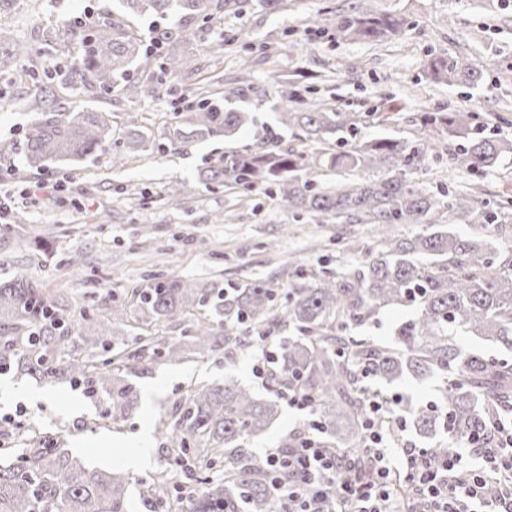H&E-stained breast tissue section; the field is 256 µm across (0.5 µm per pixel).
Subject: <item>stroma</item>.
<instances>
[{
  "label": "stroma",
  "mask_w": 512,
  "mask_h": 512,
  "mask_svg": "<svg viewBox=\"0 0 512 512\" xmlns=\"http://www.w3.org/2000/svg\"><path fill=\"white\" fill-rule=\"evenodd\" d=\"M354 0H285L280 11L265 13L255 0H244L241 12L197 33L185 50L186 68L168 78L155 97L144 99L123 90L99 94L66 88L61 100L81 99L109 122L112 139L120 143L130 129L168 152L128 153L114 165L111 150L84 163L36 170L20 156L0 158V224L24 216L27 237L0 251V278L23 270L52 297L85 296L96 301L113 295L134 305L136 289L153 270L169 278L214 281L224 288L263 279L286 288L295 269L319 278L351 265L355 255L344 250L355 239L360 252L376 248L378 236L368 224H320L295 218L277 197L262 191L229 186L200 187L196 195L176 199L170 188L194 180L211 159L233 148H256L268 138L284 148H302L294 130L276 122L282 81L301 74L315 97L329 108L360 117L363 137H414L412 123L420 112L455 110L471 113L472 124L512 139V0H372L379 11H397L407 20L404 36L382 42H352L333 34L316 36L348 9ZM112 0H5L0 27L20 39L42 44L46 29L88 13L101 18ZM250 32L248 46L225 47L212 57L209 44L238 28ZM23 70L0 72V140L24 141L36 117L23 99L32 91L33 75L50 68L61 47L43 46ZM464 56L484 74L475 88L448 87L429 81L423 72L429 51ZM233 83L243 74L267 90L263 103L242 102L255 117L231 140L210 139L169 146L174 115L188 103V92L211 85L214 74ZM423 189L441 184L468 186L493 206L512 195V164L502 174H458L445 163L428 159L414 171ZM46 239L36 247L34 237ZM81 266H69L73 253ZM416 314L409 305L382 308L374 322L355 329L357 339L386 343L395 327ZM254 358L239 355L192 354L179 363L158 361L132 372L126 380L137 393L132 412L123 420L102 418L103 404L84 387L49 382L15 373L0 374V385L17 398L0 399V422L34 427L38 438L60 441L70 458L93 468L122 470L125 457L142 453L146 465L130 472V512H143V482L150 474L171 469L173 459L162 434L172 423L187 389L194 385L234 382L255 396L270 395L269 376H257Z\"/></svg>",
  "instance_id": "stroma-1"
}]
</instances>
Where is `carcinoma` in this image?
I'll return each mask as SVG.
<instances>
[{
    "mask_svg": "<svg viewBox=\"0 0 512 512\" xmlns=\"http://www.w3.org/2000/svg\"><path fill=\"white\" fill-rule=\"evenodd\" d=\"M123 18L153 16L168 23L153 28L150 44L138 31L107 17L87 28L64 30L77 46L78 62L55 64L46 81L34 86L31 106L37 119L23 145L0 141V156L24 151L27 166L43 169L56 163H79L106 148L107 121L81 100L61 104L54 85L76 84L108 94L122 86L144 98L159 91L161 78L184 68L173 46L187 39L186 28L221 20L239 0H116ZM349 41H382L403 35L404 17L376 13L360 0L333 22ZM33 47L0 32V67L18 66L32 57ZM153 66L159 78L131 82L139 63ZM426 78L449 86L475 87L484 74L463 56L431 54ZM257 93L251 75L241 83L202 96L178 113L172 139L184 142L230 138L253 124L252 113L229 107ZM278 122L302 131V138L323 143L330 138L342 151L327 157L333 168L372 171L356 183L323 185L312 177L316 159L305 150L265 143L256 150H230L204 167L197 180L172 187L175 197L207 187L241 185L271 191L297 215L372 224L377 248L334 275L311 280L299 271V282L280 296L257 280L224 290L214 282L159 278L141 290L136 308L109 298L95 303L90 315L81 303L44 295L18 270L0 281V373L10 370L50 381L82 382L90 394L104 396L106 416L118 419L135 405L136 393L124 380V368L162 358L181 362L224 350H250L270 328L295 329L278 345L275 383L315 398L320 423L318 447L334 454L363 451L368 423L366 408L381 393L360 387L373 376L393 385L409 374L432 375L441 382L442 400L431 407L402 405L406 416L425 434L443 416L448 437H480L503 411H512V362L493 361L460 344L466 332L512 352V197L492 210L471 192L424 190L409 177L429 158L446 159L458 173L496 169L512 155V143L493 133L476 131L462 112H424L421 135L357 138L360 117L336 112L290 88L279 93ZM472 215L483 235L462 236L440 227L442 217ZM394 224H422L406 238L388 234ZM410 304L417 315L401 323L389 345L358 341L352 328L372 321L381 308ZM191 315L189 335L178 342L141 336L134 345L124 336L129 319L141 325ZM276 400L261 401L235 385L190 390L167 447L180 461V473L160 474L145 497L150 512H169L170 485L176 476L191 484L196 470L224 462V472L206 478L190 498L188 512H273L268 458L246 443L276 419ZM16 460L0 464V512H126L129 477L99 471L72 460L60 448L20 433Z\"/></svg>",
    "mask_w": 512,
    "mask_h": 512,
    "instance_id": "obj_1",
    "label": "carcinoma"
}]
</instances>
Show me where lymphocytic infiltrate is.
<instances>
[{
	"label": "lymphocytic infiltrate",
	"mask_w": 512,
	"mask_h": 512,
	"mask_svg": "<svg viewBox=\"0 0 512 512\" xmlns=\"http://www.w3.org/2000/svg\"><path fill=\"white\" fill-rule=\"evenodd\" d=\"M364 458L368 481H337L344 457H332L309 440L292 454L268 455L278 512H324L326 502L339 512H400L395 481L409 487L415 512H512V426L492 424L484 439L450 448L435 466L422 448L387 446L385 435L370 430ZM500 476L496 498H486L487 480Z\"/></svg>",
	"instance_id": "lymphocytic-infiltrate-1"
}]
</instances>
